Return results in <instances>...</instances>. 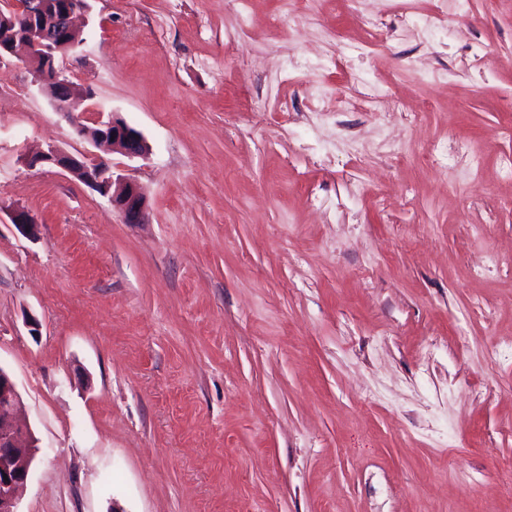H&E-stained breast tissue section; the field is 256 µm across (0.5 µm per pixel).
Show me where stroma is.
Wrapping results in <instances>:
<instances>
[{"label":"stroma","mask_w":512,"mask_h":512,"mask_svg":"<svg viewBox=\"0 0 512 512\" xmlns=\"http://www.w3.org/2000/svg\"><path fill=\"white\" fill-rule=\"evenodd\" d=\"M288 2L90 0L57 70L142 157L0 60L19 512H512L471 493L512 457V0ZM51 147L147 223L30 165ZM39 159L67 170L81 182L107 196L112 208L120 213L124 223H146L148 206L140 186L125 177L114 178V172L106 162L100 160L87 164L75 156L53 148L43 153Z\"/></svg>","instance_id":"obj_1"}]
</instances>
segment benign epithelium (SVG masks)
<instances>
[{
    "label": "benign epithelium",
    "mask_w": 512,
    "mask_h": 512,
    "mask_svg": "<svg viewBox=\"0 0 512 512\" xmlns=\"http://www.w3.org/2000/svg\"><path fill=\"white\" fill-rule=\"evenodd\" d=\"M89 11L87 0H31L29 5L20 0H3L0 20L8 22L13 30L0 39V59L14 56L32 68L40 84L54 86L56 110L70 118L80 135L109 152L141 157L147 152L145 141L126 123L113 119L100 122L93 133L81 124L75 109L77 102L86 97V91L60 77L56 69L57 58L78 45L74 19ZM40 160L67 170L108 197L124 223H146L148 206L140 186L125 177L114 176L106 162L87 164L53 148L43 153ZM20 407L16 385L9 372L0 366V512H19V495L39 450L31 430L18 419Z\"/></svg>",
    "instance_id": "obj_1"
}]
</instances>
